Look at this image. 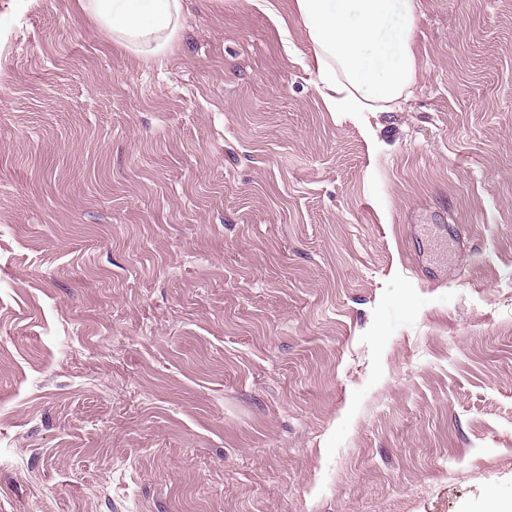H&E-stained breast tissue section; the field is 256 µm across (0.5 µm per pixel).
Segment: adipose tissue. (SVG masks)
<instances>
[{"label":"adipose tissue","instance_id":"1","mask_svg":"<svg viewBox=\"0 0 512 512\" xmlns=\"http://www.w3.org/2000/svg\"><path fill=\"white\" fill-rule=\"evenodd\" d=\"M80 10L141 62L160 63L184 26V0H78ZM331 112H385L418 77L417 0H292Z\"/></svg>","mask_w":512,"mask_h":512}]
</instances>
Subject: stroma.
I'll use <instances>...</instances> for the list:
<instances>
[{
  "instance_id": "obj_1",
  "label": "stroma",
  "mask_w": 512,
  "mask_h": 512,
  "mask_svg": "<svg viewBox=\"0 0 512 512\" xmlns=\"http://www.w3.org/2000/svg\"><path fill=\"white\" fill-rule=\"evenodd\" d=\"M142 64L0 0V512L512 499V0H419V79L328 111L278 0Z\"/></svg>"
}]
</instances>
